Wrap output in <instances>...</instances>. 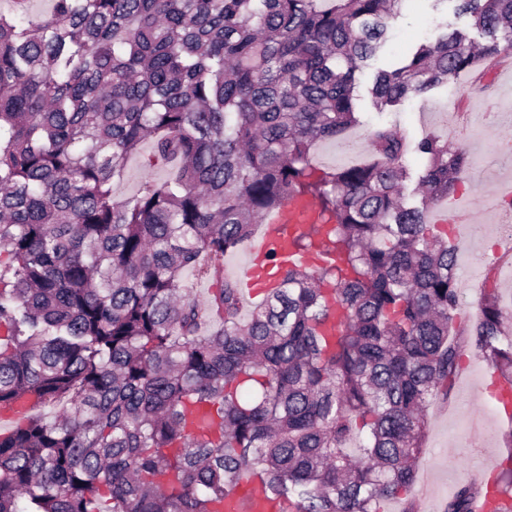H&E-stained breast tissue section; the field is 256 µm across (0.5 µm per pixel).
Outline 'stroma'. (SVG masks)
Here are the masks:
<instances>
[{"mask_svg":"<svg viewBox=\"0 0 512 512\" xmlns=\"http://www.w3.org/2000/svg\"><path fill=\"white\" fill-rule=\"evenodd\" d=\"M390 38L359 74L368 84L374 73L406 61L414 48L458 29L476 44L487 34L472 27L455 11L453 0H405L400 16L390 24ZM361 122L342 138L319 143L316 165L329 169L364 162L371 151V133L391 126L412 138L435 135L462 148L470 165L454 195L438 202L429 219L454 227L450 241L457 252L456 283L464 308L478 309L482 288L496 289L504 304L512 303V252L497 254L500 225L512 224V210L496 199L503 182H512V55L448 84L412 97L397 109H378L359 93ZM166 165L152 156L151 144L126 163L123 179L113 187L117 198L140 192L146 182H158ZM494 371L481 353L466 347L461 368L447 400L427 409L428 431L412 489L416 512H444L449 495L462 481L497 476L506 455L508 424L487 390Z\"/></svg>","mask_w":512,"mask_h":512,"instance_id":"1","label":"stroma"}]
</instances>
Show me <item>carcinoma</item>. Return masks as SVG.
I'll use <instances>...</instances> for the list:
<instances>
[{"mask_svg": "<svg viewBox=\"0 0 512 512\" xmlns=\"http://www.w3.org/2000/svg\"><path fill=\"white\" fill-rule=\"evenodd\" d=\"M403 0H54L0 11V512H212L254 474L292 512H381L408 496L426 409L472 345L512 385L509 311L466 324L428 207L462 149L380 126L363 164L312 151L359 124L357 74ZM491 35L443 33L369 93L394 109L512 51V0H454ZM153 139L166 178L118 199ZM415 152L425 165H405ZM323 224L291 240L336 262L282 273L248 317L224 256L290 198ZM212 276L208 309L191 279ZM512 492L460 483L446 512ZM52 3V0H0V9L18 11L33 18H40L51 10Z\"/></svg>", "mask_w": 512, "mask_h": 512, "instance_id": "carcinoma-1", "label": "carcinoma"}]
</instances>
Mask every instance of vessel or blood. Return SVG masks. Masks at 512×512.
I'll use <instances>...</instances> for the list:
<instances>
[{
    "instance_id": "obj_1",
    "label": "vessel or blood",
    "mask_w": 512,
    "mask_h": 512,
    "mask_svg": "<svg viewBox=\"0 0 512 512\" xmlns=\"http://www.w3.org/2000/svg\"><path fill=\"white\" fill-rule=\"evenodd\" d=\"M318 221V208L310 200H292L273 216L267 217L262 234L250 246L244 265L246 276L239 283L244 298L251 299L275 284L277 269L301 265L313 266L323 260L325 245L316 250L297 249L289 246L301 227ZM277 251V262H270V251ZM224 512H286L285 507L267 499L256 483H249L244 496L225 501Z\"/></svg>"
}]
</instances>
